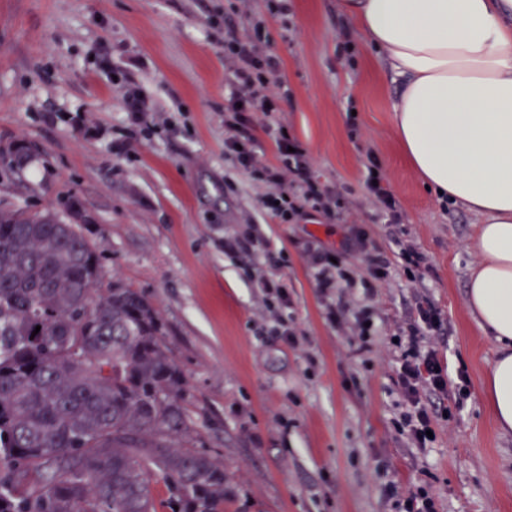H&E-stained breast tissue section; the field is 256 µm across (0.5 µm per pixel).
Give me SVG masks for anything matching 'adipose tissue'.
Wrapping results in <instances>:
<instances>
[{
    "instance_id": "ef3b65f1",
    "label": "adipose tissue",
    "mask_w": 512,
    "mask_h": 512,
    "mask_svg": "<svg viewBox=\"0 0 512 512\" xmlns=\"http://www.w3.org/2000/svg\"><path fill=\"white\" fill-rule=\"evenodd\" d=\"M400 80L403 154L423 183L477 218L468 310L498 356L486 391L512 434V0H339Z\"/></svg>"
}]
</instances>
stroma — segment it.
<instances>
[{"label": "stroma", "mask_w": 512, "mask_h": 512, "mask_svg": "<svg viewBox=\"0 0 512 512\" xmlns=\"http://www.w3.org/2000/svg\"><path fill=\"white\" fill-rule=\"evenodd\" d=\"M0 0V207L53 210L88 220L103 255L104 285L141 290L166 327L187 379L197 443L224 465L226 512H392L385 483L405 495L430 483L440 512H512V436L498 431L484 382L494 343L471 319L466 284L477 260L475 216L426 189L394 135L395 83L338 0ZM263 13L275 81L290 95L280 116L324 183L343 188L347 212L281 224L257 205L260 185L224 159V26ZM127 73L173 130L133 127ZM22 147L25 162L2 156ZM402 213L404 236L427 258L418 280L377 288L391 324L425 293L446 322L439 357L466 371L460 411L439 419L436 441L412 448L390 420L392 347L359 351L331 324L308 263L309 247L344 251L359 230L393 252L365 187L367 150ZM253 232L288 262L284 314L296 335L275 333L252 276L262 253L231 254L224 240Z\"/></svg>", "instance_id": "obj_1"}]
</instances>
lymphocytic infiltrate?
I'll list each match as a JSON object with an SVG mask.
<instances>
[{
    "instance_id": "obj_1",
    "label": "lymphocytic infiltrate",
    "mask_w": 512,
    "mask_h": 512,
    "mask_svg": "<svg viewBox=\"0 0 512 512\" xmlns=\"http://www.w3.org/2000/svg\"><path fill=\"white\" fill-rule=\"evenodd\" d=\"M249 27L245 35L233 26L224 30V64L232 86L224 109V155L236 170L265 186L259 205L280 223H296L309 210L336 216L342 205L340 192L319 183L306 149L277 115L278 96L269 87L278 63L263 49V17L253 16ZM253 112L267 118L264 129L275 146L274 160L261 157L249 118ZM352 242L361 255V277L351 275L343 252L337 249L316 250L311 265L317 288L330 300L329 320L339 326L350 325L359 348L366 350L379 333L377 284L390 277L396 262L408 280H416L424 256L415 244L401 237L394 240L398 252L393 260L363 234H356ZM357 284L362 287L358 296L353 293ZM444 332L439 311L422 297L417 300L410 321L394 333V383L405 409L394 418L393 425L412 447L420 450L426 448L428 431L434 430L436 420L448 412L450 403H462L466 395L464 387L451 378L436 350L428 344L430 338L443 336Z\"/></svg>"
}]
</instances>
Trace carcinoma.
<instances>
[{"mask_svg": "<svg viewBox=\"0 0 512 512\" xmlns=\"http://www.w3.org/2000/svg\"><path fill=\"white\" fill-rule=\"evenodd\" d=\"M101 284L81 225L0 209V512H224L165 324Z\"/></svg>", "mask_w": 512, "mask_h": 512, "instance_id": "carcinoma-1", "label": "carcinoma"}]
</instances>
